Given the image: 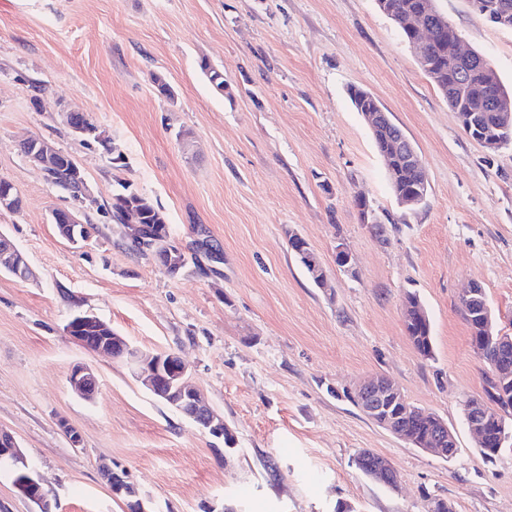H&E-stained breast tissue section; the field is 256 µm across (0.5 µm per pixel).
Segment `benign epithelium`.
<instances>
[{
  "label": "benign epithelium",
  "instance_id": "obj_1",
  "mask_svg": "<svg viewBox=\"0 0 512 512\" xmlns=\"http://www.w3.org/2000/svg\"><path fill=\"white\" fill-rule=\"evenodd\" d=\"M411 41L415 53L424 68L432 71L435 81H442V73L433 70V64L427 57V49L434 43L445 29L439 24V17L432 13L417 14L409 22ZM33 152L42 161V166H54L61 153L42 139L28 140ZM394 148L402 149L406 164L413 169L418 177V187L408 195V199L400 200V205L417 206L421 202V188L427 183L425 165L419 153L401 140L393 142ZM22 208V199L15 190L14 184L4 179L0 181V212L16 213ZM291 251L306 258L318 268L319 277L316 284L321 286L327 279L325 268L308 242L298 234L288 238ZM0 271L16 278L25 280L30 277L31 269L24 255L5 235H0ZM100 333V343L94 352L108 355L114 359L125 360L132 368L139 371L145 387L158 399L166 404L179 407L189 404L195 409L194 423L202 432L221 438L227 425L220 419L201 393L187 379L188 366L179 355L169 356L143 355L133 349L121 336L112 332L110 327L100 318L90 312L73 314L67 324L66 333L78 343H83L82 333L85 331ZM512 339L500 336V350L495 370L503 381L512 377ZM69 385L74 393L86 400H92L98 392V379L92 368L77 365L70 371ZM351 397L363 413L374 423L397 438L421 448L437 457L448 456V445L453 443V432L441 418L423 412L409 405L401 390L389 379L382 376L370 377L358 384ZM465 416L470 432L475 438L484 441L490 435L494 436L496 447L502 448L505 443L512 441V427L498 415L490 416V411L483 408V403L476 397H470L464 402ZM404 419H413L425 424L427 432L420 439H411L406 431L400 428ZM0 457H7L17 466L20 479L16 482L19 493L28 500L40 499L41 483L34 475V468L28 462L22 448L15 439L3 444L0 436ZM107 484L113 496L122 497L126 501L127 512H148L135 485L130 482L127 474L117 472L105 466L102 469Z\"/></svg>",
  "mask_w": 512,
  "mask_h": 512
}]
</instances>
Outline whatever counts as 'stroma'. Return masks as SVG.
Instances as JSON below:
<instances>
[{"label":"stroma","instance_id":"obj_1","mask_svg":"<svg viewBox=\"0 0 512 512\" xmlns=\"http://www.w3.org/2000/svg\"><path fill=\"white\" fill-rule=\"evenodd\" d=\"M437 5L511 87L512 31L470 0ZM352 86L379 99L421 154L422 205L398 204ZM72 109L99 139L71 134ZM29 137L76 161L93 203L45 181L20 150ZM0 178L22 198L19 212L0 213V234L34 271L0 273V429L55 512H125L104 462L128 474L148 512H335L340 502L425 512L431 498L455 512H512V448L485 459L465 423L463 402L484 395L490 372L460 303L481 285L512 334V146L492 152L465 134L377 0H0ZM123 184L166 213L188 257L181 275L131 250L106 217ZM57 209L95 225L85 248L59 236ZM202 230L222 261L196 249ZM293 233L319 255L327 287L295 259ZM410 293L430 317L429 359L402 323ZM78 310L143 352L178 353L234 449L157 400L124 361L68 336ZM78 364L98 376L94 400L69 386ZM375 374L447 422L453 458L405 444L348 398ZM364 450L389 460L398 489L359 472Z\"/></svg>","mask_w":512,"mask_h":512}]
</instances>
